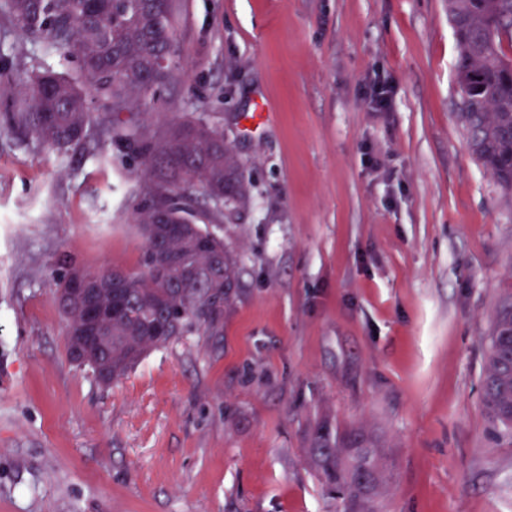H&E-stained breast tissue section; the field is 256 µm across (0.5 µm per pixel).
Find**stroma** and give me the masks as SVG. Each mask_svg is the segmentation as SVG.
Returning a JSON list of instances; mask_svg holds the SVG:
<instances>
[{"mask_svg":"<svg viewBox=\"0 0 512 512\" xmlns=\"http://www.w3.org/2000/svg\"><path fill=\"white\" fill-rule=\"evenodd\" d=\"M174 39L166 84L116 116L90 100L79 147L38 146L0 98V512H343L306 457L324 419L377 438L376 512H512L482 391L512 196L457 117L448 0H178ZM42 66L79 72L0 12V82ZM186 115L248 185L220 221L238 295L221 335L105 386L67 357L57 275L139 270L148 183L112 128Z\"/></svg>","mask_w":512,"mask_h":512,"instance_id":"stroma-1","label":"stroma"}]
</instances>
